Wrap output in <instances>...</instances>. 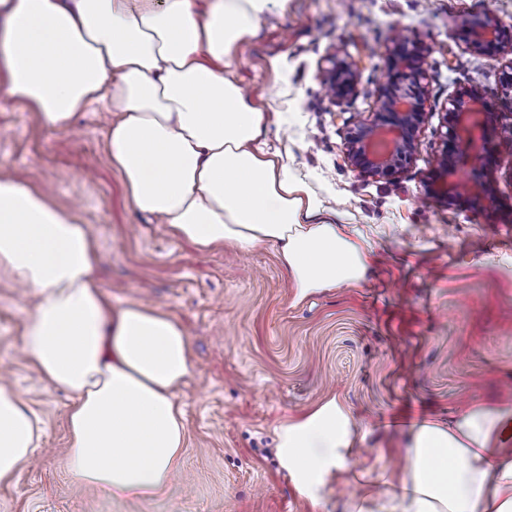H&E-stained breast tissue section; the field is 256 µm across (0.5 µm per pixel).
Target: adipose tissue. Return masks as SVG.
<instances>
[{
    "mask_svg": "<svg viewBox=\"0 0 512 512\" xmlns=\"http://www.w3.org/2000/svg\"><path fill=\"white\" fill-rule=\"evenodd\" d=\"M288 0H0V84L44 125L69 129L96 103L113 112L107 158L137 212L200 250L274 248L297 296L361 286L367 237L320 220L321 204L268 146L267 108L235 78L239 47ZM28 289L22 354L70 394L68 472L117 497L156 496L182 466L189 337L171 314L113 307L86 225L34 185L0 174V273ZM45 435L0 386V482ZM362 432L336 399L277 430V457L318 504ZM399 484L349 512H512V406L474 401L422 422Z\"/></svg>",
    "mask_w": 512,
    "mask_h": 512,
    "instance_id": "ef3b65f1",
    "label": "adipose tissue"
}]
</instances>
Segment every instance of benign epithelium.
Masks as SVG:
<instances>
[{
    "instance_id": "obj_1",
    "label": "benign epithelium",
    "mask_w": 512,
    "mask_h": 512,
    "mask_svg": "<svg viewBox=\"0 0 512 512\" xmlns=\"http://www.w3.org/2000/svg\"><path fill=\"white\" fill-rule=\"evenodd\" d=\"M465 41L473 51L490 58L512 54V29L492 17L474 18L465 24ZM429 49L409 36L392 38L386 80L376 89L379 111L369 121L353 124L346 136V159L361 174L376 180H392L413 159L417 133L424 117ZM322 80L330 101L344 99L358 90L356 63L331 55ZM446 144L427 181L428 194L468 208L493 202L490 189L481 184L461 186L450 180L457 166L471 159V128L483 116L487 125L491 106L480 91L469 89L448 100Z\"/></svg>"
}]
</instances>
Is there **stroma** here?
I'll return each mask as SVG.
<instances>
[{"label":"stroma","instance_id":"1","mask_svg":"<svg viewBox=\"0 0 512 512\" xmlns=\"http://www.w3.org/2000/svg\"><path fill=\"white\" fill-rule=\"evenodd\" d=\"M490 16L512 26V0H288L272 7L238 51L236 76L269 105L272 147L320 199L367 229L371 271L359 288L295 300L273 252H202L130 206L104 162L112 115L79 113L69 133L44 126L0 88V173L46 185L55 204L86 224L114 305L165 310L185 327L194 377L182 469L155 497H115L66 471L68 395L24 361L19 332L31 308L25 288L0 273V385L40 411L47 436L16 477L0 483V512H346L366 489L403 475L410 427L472 400L512 404V98L501 72L512 57L468 49L463 22ZM429 48L428 94L414 159L393 181L363 176L344 159L352 123L374 118L396 29ZM358 63L357 94L330 101L322 71L331 54ZM478 89L495 107L471 154L496 161L457 169L483 183L494 205L477 209L428 195L445 147L446 105ZM326 397L353 413L365 440L329 478L319 508L292 487L274 430Z\"/></svg>","mask_w":512,"mask_h":512}]
</instances>
